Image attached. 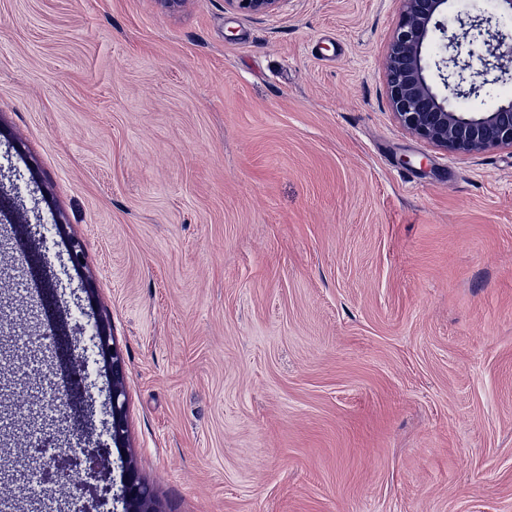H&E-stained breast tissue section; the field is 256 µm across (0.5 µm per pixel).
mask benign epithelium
Wrapping results in <instances>:
<instances>
[{"instance_id":"obj_1","label":"benign epithelium","mask_w":512,"mask_h":512,"mask_svg":"<svg viewBox=\"0 0 512 512\" xmlns=\"http://www.w3.org/2000/svg\"><path fill=\"white\" fill-rule=\"evenodd\" d=\"M283 0H225L236 11L271 14ZM448 0H403L395 34L385 58L390 107L399 123L413 135L452 154L470 155L512 149V99L491 112L458 111L453 98L477 100L490 94L499 78L490 74L501 69L503 52H512V31L491 32V20L476 15L465 24V32H451L444 14ZM494 34V39L486 38ZM441 42V54L428 48ZM99 353L110 366L106 393L111 417L112 443L122 447L127 440L128 399L124 383V359L103 321L96 324ZM105 449L95 447L85 458L58 456L43 465L49 482L68 478L75 466L92 470ZM117 498L124 512H158L154 497L140 480L134 461L122 465Z\"/></svg>"}]
</instances>
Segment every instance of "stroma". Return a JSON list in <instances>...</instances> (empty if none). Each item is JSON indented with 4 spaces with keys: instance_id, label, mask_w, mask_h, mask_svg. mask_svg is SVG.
Returning <instances> with one entry per match:
<instances>
[{
    "instance_id": "35a3bbf8",
    "label": "stroma",
    "mask_w": 512,
    "mask_h": 512,
    "mask_svg": "<svg viewBox=\"0 0 512 512\" xmlns=\"http://www.w3.org/2000/svg\"><path fill=\"white\" fill-rule=\"evenodd\" d=\"M401 11L0 0V336L38 354L0 360V469L27 418L51 453L108 446L91 482H119L99 318L160 512H512V150L399 124ZM476 15L512 30L448 4ZM72 495L0 485L13 512Z\"/></svg>"
}]
</instances>
